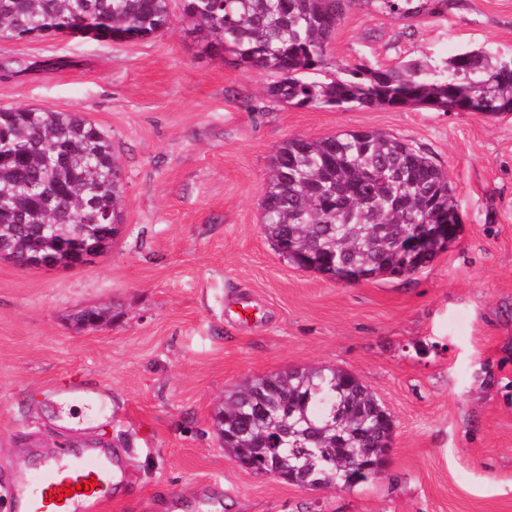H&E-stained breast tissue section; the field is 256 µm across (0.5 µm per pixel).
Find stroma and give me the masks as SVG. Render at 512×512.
Masks as SVG:
<instances>
[{
	"label": "stroma",
	"instance_id": "35a3bbf8",
	"mask_svg": "<svg viewBox=\"0 0 512 512\" xmlns=\"http://www.w3.org/2000/svg\"><path fill=\"white\" fill-rule=\"evenodd\" d=\"M480 46L512 55V0H455L419 20L361 2L330 56L392 65ZM0 65L13 71L0 108L81 113L125 183L122 232L87 264L0 258L1 476L35 452L99 444L121 472L101 512H512V112L275 103L272 74L203 50L178 17L148 39L0 40ZM360 130L419 148L454 189L461 233L414 274L334 280L263 233L274 150ZM238 298L257 320H234ZM87 307L109 321L76 328ZM309 367L353 372L391 414L368 483L307 489L225 454V397ZM78 409L89 417L71 422Z\"/></svg>",
	"mask_w": 512,
	"mask_h": 512
}]
</instances>
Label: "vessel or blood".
Segmentation results:
<instances>
[{
  "instance_id": "b4317fda",
  "label": "vessel or blood",
  "mask_w": 512,
  "mask_h": 512,
  "mask_svg": "<svg viewBox=\"0 0 512 512\" xmlns=\"http://www.w3.org/2000/svg\"><path fill=\"white\" fill-rule=\"evenodd\" d=\"M114 460L108 448L66 449L43 456L35 473L18 478L12 491L13 512H82L91 492L107 495ZM95 480L94 490L84 488Z\"/></svg>"
}]
</instances>
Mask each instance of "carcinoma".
<instances>
[{
  "mask_svg": "<svg viewBox=\"0 0 512 512\" xmlns=\"http://www.w3.org/2000/svg\"><path fill=\"white\" fill-rule=\"evenodd\" d=\"M206 50L275 76L266 93L297 107L512 103V59L483 48L391 66L340 67L330 41L358 0H0V39L96 34L131 39L167 32L170 4ZM398 19L433 15L452 0H365ZM125 203L112 143L77 112L0 108V255L17 262L42 225L55 238L80 229L98 249L119 232ZM263 232L284 259L316 251L315 270L366 267L395 276L388 250L419 224H459L446 172L410 144L377 130L284 141L269 162ZM224 451L264 470L257 450L279 448L281 478L307 467L313 483L351 489L361 449L390 447L391 417L354 373L300 368L249 380L215 414Z\"/></svg>",
  "mask_w": 512,
  "mask_h": 512,
  "instance_id": "obj_1",
  "label": "carcinoma"
}]
</instances>
